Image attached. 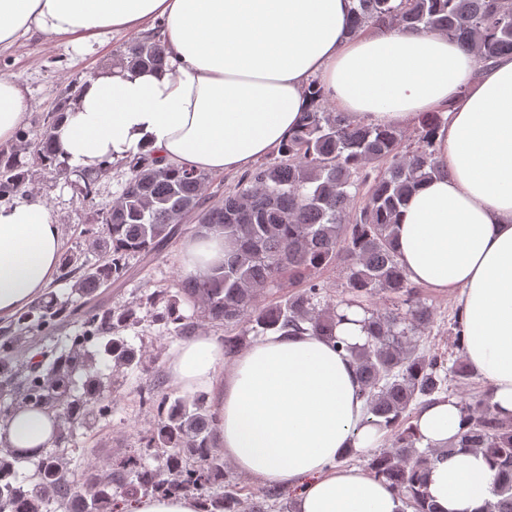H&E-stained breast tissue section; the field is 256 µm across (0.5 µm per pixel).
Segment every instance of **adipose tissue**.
<instances>
[{
  "mask_svg": "<svg viewBox=\"0 0 512 512\" xmlns=\"http://www.w3.org/2000/svg\"><path fill=\"white\" fill-rule=\"evenodd\" d=\"M354 0H0V46L38 32L77 41L164 23L163 67L115 68L85 83L58 131L69 165L150 151L179 169L241 171L283 144L312 88L337 111L385 126L445 109L435 149L443 174L423 182L393 226L411 282L460 293L463 349L488 384L495 417L512 422V55L477 66L447 37L384 27L351 34ZM31 115L25 89L0 73V144ZM62 232L29 197L0 205V317L42 296L56 271ZM184 270L223 264L224 239L191 235ZM348 312L336 340L265 336L220 372L224 352L200 335L178 348L176 385L214 391L220 446L239 472L264 484L301 485L290 512H409L385 479L336 463L345 449L379 447L348 349L368 336ZM344 347H337V340ZM54 418L33 407L7 425L13 448L50 447ZM466 424L456 399L422 407V444L443 447ZM497 471L465 448L437 458L426 487L439 512H484Z\"/></svg>",
  "mask_w": 512,
  "mask_h": 512,
  "instance_id": "adipose-tissue-1",
  "label": "adipose tissue"
}]
</instances>
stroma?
<instances>
[{
  "label": "stroma",
  "instance_id": "obj_1",
  "mask_svg": "<svg viewBox=\"0 0 512 512\" xmlns=\"http://www.w3.org/2000/svg\"><path fill=\"white\" fill-rule=\"evenodd\" d=\"M125 41L121 34L75 45L64 38L27 34L13 46L0 48V73L11 75L26 88L31 112L37 117L53 111L59 95L72 80L84 81L104 70ZM33 192L62 226V250L86 249L82 231L91 221L94 208L79 200L69 177L37 174ZM178 247V242H171L153 260L139 266L133 278L109 293L112 304L122 306L140 294L175 284L182 273L176 259ZM419 293L434 316L427 343L447 352L450 358H458L460 352L451 342V323L460 305L458 293L425 286L420 287ZM126 337L142 353V362L135 370L114 372V401L108 419L98 423L93 432L77 434L69 441L75 482H82L88 459L112 462L137 447L139 437L153 427L154 415L139 406L137 389L149 383L156 371H167L174 351L184 342L183 337L162 334L158 326L147 321L127 331Z\"/></svg>",
  "mask_w": 512,
  "mask_h": 512
}]
</instances>
